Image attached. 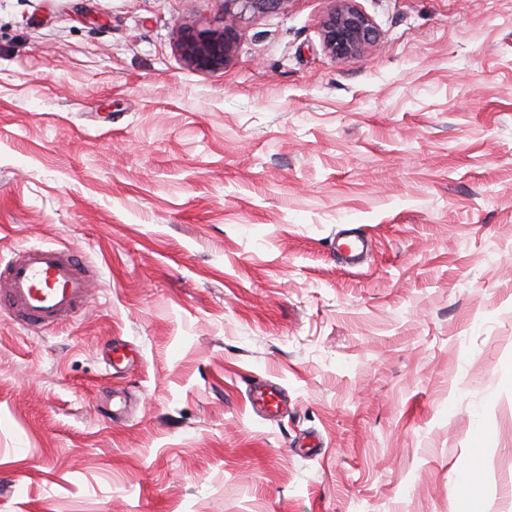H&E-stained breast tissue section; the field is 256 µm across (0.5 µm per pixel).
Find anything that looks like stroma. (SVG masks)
Returning a JSON list of instances; mask_svg holds the SVG:
<instances>
[{"instance_id": "35a3bbf8", "label": "stroma", "mask_w": 512, "mask_h": 512, "mask_svg": "<svg viewBox=\"0 0 512 512\" xmlns=\"http://www.w3.org/2000/svg\"><path fill=\"white\" fill-rule=\"evenodd\" d=\"M357 5L0 0V265L92 271L0 310V512H512V0ZM334 5L321 23L320 36L333 57L360 54L377 38L373 21L357 6V0H333ZM180 52L187 65L195 70H221L231 52V38L224 29L189 31L180 42ZM369 250L368 240L364 237L350 235L336 247V255L343 263H355ZM5 300L27 328L55 326L76 313L89 295L79 262L57 248L24 247L0 272ZM283 399L282 389L270 382L261 381L254 384L251 390V402L265 411L278 409Z\"/></svg>"}]
</instances>
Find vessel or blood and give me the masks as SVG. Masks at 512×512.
Listing matches in <instances>:
<instances>
[{"instance_id": "vessel-or-blood-1", "label": "vessel or blood", "mask_w": 512, "mask_h": 512, "mask_svg": "<svg viewBox=\"0 0 512 512\" xmlns=\"http://www.w3.org/2000/svg\"><path fill=\"white\" fill-rule=\"evenodd\" d=\"M369 250L367 239L348 236L336 247L343 263H355ZM89 277L79 262L56 248L26 247L0 270V304H8L22 325L40 329L76 313L89 295ZM279 386L261 381L251 390L252 404L270 411L279 407Z\"/></svg>"}]
</instances>
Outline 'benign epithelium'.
I'll list each match as a JSON object with an SVG mask.
<instances>
[{
	"label": "benign epithelium",
	"instance_id": "benign-epithelium-1",
	"mask_svg": "<svg viewBox=\"0 0 512 512\" xmlns=\"http://www.w3.org/2000/svg\"><path fill=\"white\" fill-rule=\"evenodd\" d=\"M241 11L263 13L283 7L288 0H230ZM334 5L321 23L325 50L334 57L361 53L377 38L373 21L357 6V0H333ZM180 52L187 65L199 71H217L231 52V38L223 29L194 30L183 36Z\"/></svg>",
	"mask_w": 512,
	"mask_h": 512
}]
</instances>
